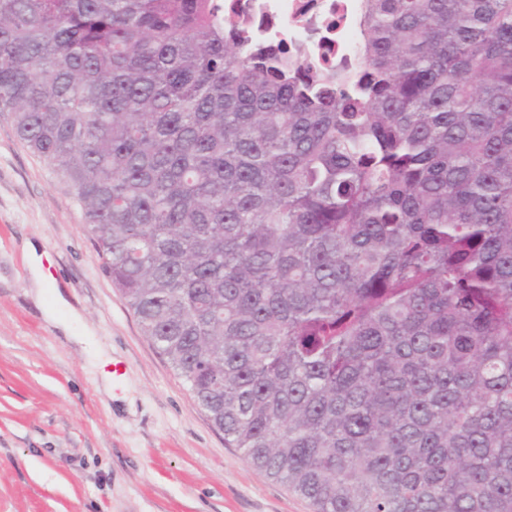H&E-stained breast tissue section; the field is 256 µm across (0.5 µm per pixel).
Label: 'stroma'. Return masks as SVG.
Segmentation results:
<instances>
[{
  "label": "stroma",
  "instance_id": "1",
  "mask_svg": "<svg viewBox=\"0 0 512 512\" xmlns=\"http://www.w3.org/2000/svg\"><path fill=\"white\" fill-rule=\"evenodd\" d=\"M74 196L0 117V512H312L209 421L101 269ZM93 330L45 317L21 252Z\"/></svg>",
  "mask_w": 512,
  "mask_h": 512
}]
</instances>
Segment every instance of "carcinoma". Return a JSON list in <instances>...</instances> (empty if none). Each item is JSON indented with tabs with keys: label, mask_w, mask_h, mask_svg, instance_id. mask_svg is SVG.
I'll return each mask as SVG.
<instances>
[{
	"label": "carcinoma",
	"mask_w": 512,
	"mask_h": 512,
	"mask_svg": "<svg viewBox=\"0 0 512 512\" xmlns=\"http://www.w3.org/2000/svg\"><path fill=\"white\" fill-rule=\"evenodd\" d=\"M0 0V115L224 442L312 512H512V0ZM361 3L362 0H227L225 5L230 11L269 20L271 25L259 32L260 38L303 43L309 57L322 61L327 50L355 59L358 42L354 21Z\"/></svg>",
	"instance_id": "1"
}]
</instances>
